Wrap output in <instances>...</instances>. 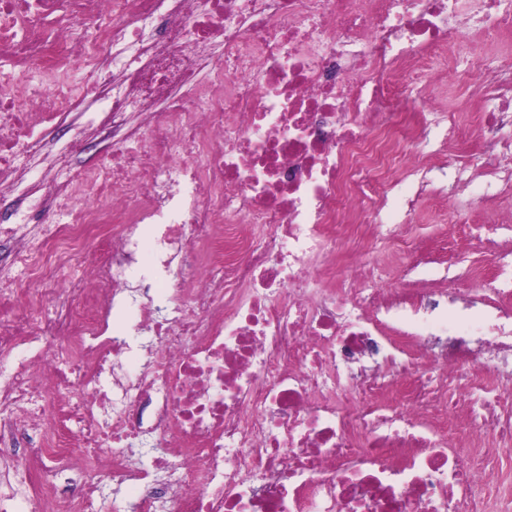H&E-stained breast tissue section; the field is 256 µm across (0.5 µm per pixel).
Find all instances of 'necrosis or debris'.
Listing matches in <instances>:
<instances>
[{
    "mask_svg": "<svg viewBox=\"0 0 512 512\" xmlns=\"http://www.w3.org/2000/svg\"><path fill=\"white\" fill-rule=\"evenodd\" d=\"M461 3L0 0V198L71 136L65 178L0 219L34 282L0 278V354L62 351L0 379L30 512H103L96 484L50 481L79 447L138 487L128 512H493L474 488L512 457V324L433 351L434 291L378 287L366 260L392 202L407 221L425 195L404 170L463 137L428 93L460 29L512 41V0ZM479 91L484 170L512 175V64ZM105 140L106 164L75 163ZM143 255L164 300L127 276ZM119 307L138 345L111 333Z\"/></svg>",
    "mask_w": 512,
    "mask_h": 512,
    "instance_id": "necrosis-or-debris-1",
    "label": "necrosis or debris"
}]
</instances>
